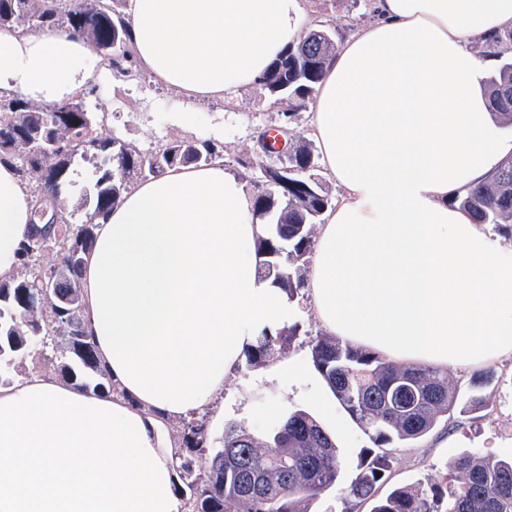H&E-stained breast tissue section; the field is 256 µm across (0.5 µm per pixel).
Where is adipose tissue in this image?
Returning <instances> with one entry per match:
<instances>
[{
  "label": "adipose tissue",
  "mask_w": 512,
  "mask_h": 512,
  "mask_svg": "<svg viewBox=\"0 0 512 512\" xmlns=\"http://www.w3.org/2000/svg\"><path fill=\"white\" fill-rule=\"evenodd\" d=\"M311 104L344 193L306 288L327 335L404 365L467 372L512 360V250L452 198L512 155L492 131L487 60L512 0H371ZM140 70L175 88L173 123L256 85L312 22L307 0H129ZM63 27L0 28V95L44 104L113 81ZM36 198L0 163V281ZM83 316L119 397L30 373L0 386V512H183L168 424L224 408L225 380L297 313L262 276L246 181L216 161L135 183L96 219Z\"/></svg>",
  "instance_id": "ef3b65f1"
}]
</instances>
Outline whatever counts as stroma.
Returning a JSON list of instances; mask_svg holds the SVG:
<instances>
[{
    "label": "stroma",
    "instance_id": "stroma-1",
    "mask_svg": "<svg viewBox=\"0 0 512 512\" xmlns=\"http://www.w3.org/2000/svg\"><path fill=\"white\" fill-rule=\"evenodd\" d=\"M308 5L315 24L335 25L342 34L373 19L371 0H309ZM87 103L101 105L105 117L98 131L105 137L117 136L148 149L185 135L170 119L180 104V96L172 88L146 81L138 86L111 88L107 99L91 97ZM287 106V101L271 99L260 88L249 87L241 90L232 103L223 105L221 112L204 113L193 134L212 136L216 121H223L225 158L230 161L249 152L256 129L269 124ZM297 320L302 332L287 345L283 356L299 362L300 378L272 376L265 365L239 371L224 384V420L210 425L209 431L219 441L226 427L242 425L261 439L280 414L306 411L335 436L343 458L341 481L315 501L313 512H367L363 506L350 507L345 491L356 473L361 450L370 445L369 438L341 407L312 362L308 339L323 332L315 314L305 309ZM494 371L493 381L480 391L484 401L480 417L454 415V428L392 449L390 484L441 480L447 463L474 449L512 456V362L496 365Z\"/></svg>",
    "mask_w": 512,
    "mask_h": 512
}]
</instances>
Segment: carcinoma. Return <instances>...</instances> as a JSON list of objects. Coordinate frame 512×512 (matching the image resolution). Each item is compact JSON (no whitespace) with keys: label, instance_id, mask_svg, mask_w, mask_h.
Listing matches in <instances>:
<instances>
[{"label":"carcinoma","instance_id":"1","mask_svg":"<svg viewBox=\"0 0 512 512\" xmlns=\"http://www.w3.org/2000/svg\"><path fill=\"white\" fill-rule=\"evenodd\" d=\"M0 0V27L17 26L36 33L64 26L94 44L115 74L135 80L132 33L126 19L127 0ZM487 56L498 62L489 81V108L495 120L512 123V30L485 41ZM335 45L307 42L303 36L271 64L260 87L269 97L288 100L274 125L291 126L333 62ZM98 121L75 95L73 105L50 112L21 96L0 98V160L6 159L28 179L37 197L35 215L45 207L56 223L34 222V231L20 251V267L9 282L0 281V385L26 375L32 351L39 363L63 382L86 392L117 394L112 377L97 360L95 344L84 326L81 269L95 241V219L119 205L134 181L162 174L175 166L204 165L225 158L224 143L187 138L142 152L119 137L102 139ZM94 162V196L79 223L61 215V194L55 183L73 187L69 170L76 159ZM251 174L263 177L269 168H288L281 183L252 194L254 215L273 221V233L256 242L263 257L262 274L288 296L304 286V262L315 247L312 226L334 207L332 196L316 179L319 155L310 143L293 146L288 155H269L255 147L235 159ZM453 201L478 224H492L512 235V158L501 161L478 185ZM55 254L45 264V253ZM288 332H265L245 352L243 367L253 369L283 350ZM315 368L337 401L368 436L373 447L360 454L349 494L370 512H512V457L467 451L452 463L453 483L395 486L381 496L387 479L390 449L418 440L451 413L483 409L477 395L462 396L448 384V375L431 368L397 364L376 353L319 336L311 345ZM174 452L184 512H311L313 502L336 485L342 459L334 436L313 416L295 410L258 440L247 428L224 429L218 448H209L204 417L183 420ZM212 452L210 467L196 469L195 458Z\"/></svg>","mask_w":512,"mask_h":512}]
</instances>
